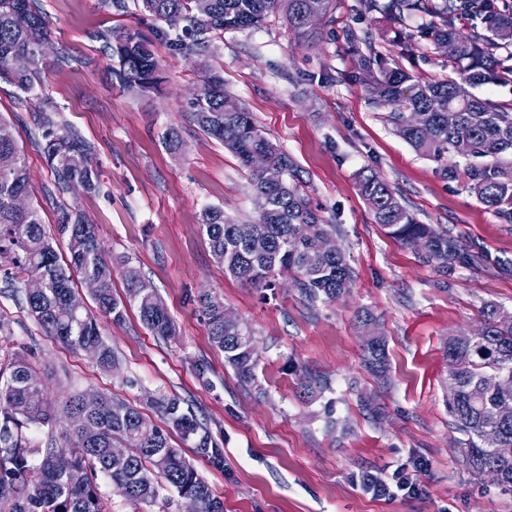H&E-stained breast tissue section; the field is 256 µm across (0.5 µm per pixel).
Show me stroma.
<instances>
[{
    "mask_svg": "<svg viewBox=\"0 0 512 512\" xmlns=\"http://www.w3.org/2000/svg\"><path fill=\"white\" fill-rule=\"evenodd\" d=\"M36 5L55 47L73 59L49 66L42 93L93 144L100 184L90 194L56 192L35 101L0 82V116L25 156L31 202L46 230L65 209L96 224L112 257L114 293L125 294V266L137 268L163 299L178 337L152 336L133 306L120 323L99 316L120 361L118 372L102 370L85 352L45 335L27 310L23 283L9 278L10 256L0 255V354L25 356L60 406L76 393H105L158 425L149 397L179 398L222 444L224 466L213 467L179 436L171 442L223 500L224 512H512V491L473 476L459 460L442 352L446 336L479 325L484 306L512 311V224L477 200L463 159H430L394 132L387 108L372 104L359 78L345 31L371 33L387 66L424 80L453 77L447 57L427 39L399 41L395 24L367 0H333L317 40H301L275 12L259 27L212 35L202 56L170 47L141 0H125L121 10L107 0ZM112 29L152 40L158 89L116 81L118 60L95 37ZM202 59L223 74L234 103L293 157L310 204L323 223L335 225L354 270L346 298L312 305L286 282L264 295L226 276L213 258L200 230L204 208H223L241 224L258 212L248 170L192 121ZM171 128L182 140L175 153L163 141ZM367 169L420 223L471 246L476 262L445 275L390 237L358 191V175ZM206 292L255 330V385H241L212 345L199 302ZM362 309L387 340L383 382L361 361ZM307 376L326 381L327 390L306 397ZM363 395L381 407V418L362 412ZM397 470L419 478V494L380 498L360 483L363 473L386 477ZM98 484L112 512L189 507L168 488L145 506L119 495L106 478Z\"/></svg>",
    "mask_w": 512,
    "mask_h": 512,
    "instance_id": "stroma-1",
    "label": "stroma"
}]
</instances>
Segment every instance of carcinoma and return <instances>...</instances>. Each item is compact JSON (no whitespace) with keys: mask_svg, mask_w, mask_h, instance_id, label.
<instances>
[{"mask_svg":"<svg viewBox=\"0 0 512 512\" xmlns=\"http://www.w3.org/2000/svg\"><path fill=\"white\" fill-rule=\"evenodd\" d=\"M143 10L170 30L193 38L183 49L205 51L207 34L260 26L267 16L286 8L288 25L298 36L308 37L311 13L328 11L331 0H141ZM384 12L400 23L408 40L423 36L446 55L459 79L420 80L401 68L382 64L372 42L351 28L346 36L359 53L362 81L377 104L391 107L389 120L398 135L419 153L439 160L460 143L469 150L463 159L473 177L472 191L484 205L494 209L506 224H512V112L492 107L472 89L494 79L512 77V68L498 71L499 33L512 28V7H498L488 0H388ZM464 13L474 21L467 35L456 32L454 19ZM34 28L50 37L49 24L35 0H0V80L30 94L41 83L50 63L66 65L70 56L56 51L50 61L30 41ZM96 37L114 40L112 52L119 68L114 75L122 86L150 88L158 84V64L149 37L139 32H99ZM366 52H361L360 46ZM16 55L30 58L23 71L11 69ZM211 94L194 102V121L199 129L230 151L250 170L256 193L267 197L265 210L251 223L258 245L235 233V223L221 207L203 210L201 229L224 274L241 284L262 291L276 288L278 278L288 276L307 301L333 302L346 295L354 271L342 248L329 255L317 253L321 238L336 234V225L324 224L302 192L304 181L294 159L274 144L242 110L224 111V77L201 63ZM43 153L51 169L55 189L64 194L75 183L83 191H96L99 171L94 147L69 127L56 106L40 100ZM456 111L448 125V109ZM254 153L266 155L273 178L251 168ZM358 189L374 222L393 238L420 254L446 273L473 260L470 247L419 223L402 205L390 185L372 170L359 175ZM31 196L25 158L14 139H0V255L11 254L13 276L22 281L38 278L44 283L37 295H25L26 307L44 332L68 349L99 350L97 364L114 370L118 356L104 340L98 322L84 309L69 308L76 282L85 277L99 281L93 295L99 311L114 322L125 318L127 307L136 306L144 327L163 340L176 337L175 325L160 296L138 270L124 272L125 298L112 292V261L100 242L95 226L78 211H66L57 224V234L67 240V259L60 260L39 211L17 200ZM199 302L207 318L212 343L224 352V361L243 384L255 383L260 362L255 331L246 324L224 321V303L203 294ZM482 331L445 339L442 351L448 363V411L454 429L463 435L457 441L462 463L472 474L482 476L488 467L499 471L497 484L512 489V459L502 460L496 448L512 446V312L493 306L481 311ZM363 360L377 377H386L385 339L363 343ZM43 385L36 368L20 356L0 358V500L13 502L14 512H111L101 497L97 479L103 475L117 492L130 501L152 504L159 489L167 487L181 497L195 500L197 512H224V503L170 442L168 432L144 417L136 406L102 394L88 406L82 398H70L64 408L68 420L67 447L45 453L33 465V450L22 437L28 424L53 425L56 407L47 394L36 395L31 387ZM150 405L183 441L215 466L224 465V448L203 429L180 399L158 396ZM98 425L100 436L85 439L76 416ZM112 447L126 449L114 458ZM72 471L82 481L69 482Z\"/></svg>","mask_w":512,"mask_h":512,"instance_id":"1","label":"carcinoma"}]
</instances>
